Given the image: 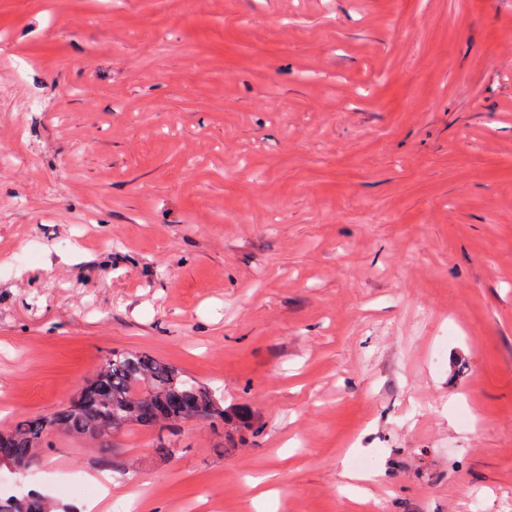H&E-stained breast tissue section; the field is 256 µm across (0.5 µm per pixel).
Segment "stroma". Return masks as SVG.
Listing matches in <instances>:
<instances>
[{
	"label": "stroma",
	"instance_id": "1",
	"mask_svg": "<svg viewBox=\"0 0 512 512\" xmlns=\"http://www.w3.org/2000/svg\"><path fill=\"white\" fill-rule=\"evenodd\" d=\"M122 350L261 429L52 434L70 512H512V0H0V428Z\"/></svg>",
	"mask_w": 512,
	"mask_h": 512
}]
</instances>
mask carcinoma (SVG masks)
<instances>
[{
	"label": "carcinoma",
	"mask_w": 512,
	"mask_h": 512,
	"mask_svg": "<svg viewBox=\"0 0 512 512\" xmlns=\"http://www.w3.org/2000/svg\"><path fill=\"white\" fill-rule=\"evenodd\" d=\"M193 418L224 426V440L231 444L258 431L248 405L224 404L211 388L146 352H114L77 405L62 407L49 422L38 417L0 431V460L10 459L26 469L35 462L37 449L52 447L45 438L63 432L90 436L101 448L102 463L111 466L113 434L132 426L170 429ZM0 512H44V501L31 492L0 496Z\"/></svg>",
	"instance_id": "1"
}]
</instances>
